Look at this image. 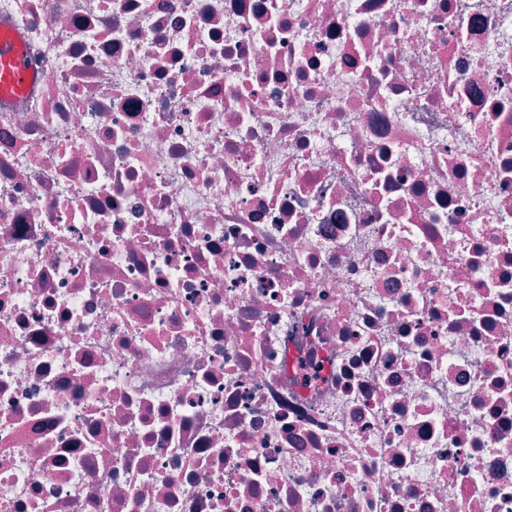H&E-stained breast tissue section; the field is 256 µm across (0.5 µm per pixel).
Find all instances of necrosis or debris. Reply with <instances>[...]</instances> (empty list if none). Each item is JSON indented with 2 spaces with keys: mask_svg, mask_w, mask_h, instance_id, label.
<instances>
[{
  "mask_svg": "<svg viewBox=\"0 0 512 512\" xmlns=\"http://www.w3.org/2000/svg\"><path fill=\"white\" fill-rule=\"evenodd\" d=\"M0 512H512V0H0ZM32 71L26 46L20 39H0V86L18 89L26 85Z\"/></svg>",
  "mask_w": 512,
  "mask_h": 512,
  "instance_id": "4bbe7bcc",
  "label": "necrosis or debris"
}]
</instances>
